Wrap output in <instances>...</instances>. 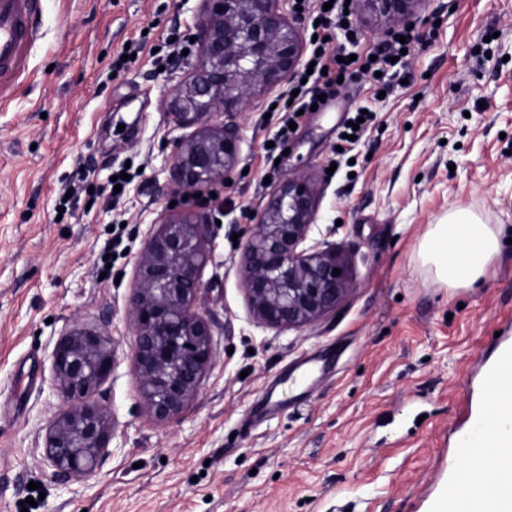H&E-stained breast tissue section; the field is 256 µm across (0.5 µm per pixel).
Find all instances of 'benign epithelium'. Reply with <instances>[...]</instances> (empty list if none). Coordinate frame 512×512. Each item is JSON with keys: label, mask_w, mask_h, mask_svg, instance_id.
I'll return each instance as SVG.
<instances>
[{"label": "benign epithelium", "mask_w": 512, "mask_h": 512, "mask_svg": "<svg viewBox=\"0 0 512 512\" xmlns=\"http://www.w3.org/2000/svg\"><path fill=\"white\" fill-rule=\"evenodd\" d=\"M200 2L194 34L200 61L167 101L176 126L189 130L175 143L172 167V180L189 193L224 183L237 160V127L213 123L211 114L241 109L253 87L294 72L302 47L300 27L277 0ZM360 2L393 25L414 27L425 0ZM315 214L314 188L289 175L269 194L245 242L242 287L253 316L266 326L302 328L335 310L351 289L345 251L325 239L307 244ZM208 237L206 216L188 209L151 234L138 259L129 299L132 368L145 410L157 422L191 406L213 364V321L195 305ZM51 359L53 384L72 405L49 426L45 457L66 483L91 474L110 455L112 420L96 392L114 369V339L77 327L57 340Z\"/></svg>", "instance_id": "benign-epithelium-1"}]
</instances>
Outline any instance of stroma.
Wrapping results in <instances>:
<instances>
[{"mask_svg":"<svg viewBox=\"0 0 512 512\" xmlns=\"http://www.w3.org/2000/svg\"><path fill=\"white\" fill-rule=\"evenodd\" d=\"M200 10L40 0L26 68L0 91V512H428L485 407L483 364L512 336V0H427L424 47L387 80L346 81L287 140L269 106L291 79L255 88L232 116L229 183L191 199L171 178L183 131L164 101L198 63ZM362 109L365 131L344 140ZM290 174L313 182L310 236L349 252L352 288L277 329L249 311L234 241ZM193 205L213 222L196 305L214 362L190 408L155 423L131 368L135 263ZM458 208L505 241L483 281L448 290L418 252ZM78 326L115 340L99 395L114 432L97 471L64 484L44 459L64 406L51 353Z\"/></svg>","mask_w":512,"mask_h":512,"instance_id":"obj_1","label":"stroma"}]
</instances>
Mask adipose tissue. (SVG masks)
Returning a JSON list of instances; mask_svg holds the SVG:
<instances>
[{"label":"adipose tissue","instance_id":"1","mask_svg":"<svg viewBox=\"0 0 512 512\" xmlns=\"http://www.w3.org/2000/svg\"><path fill=\"white\" fill-rule=\"evenodd\" d=\"M501 235L500 225L483 223L476 214L458 209L442 223L431 225L419 257L448 289L467 288L488 273Z\"/></svg>","mask_w":512,"mask_h":512}]
</instances>
